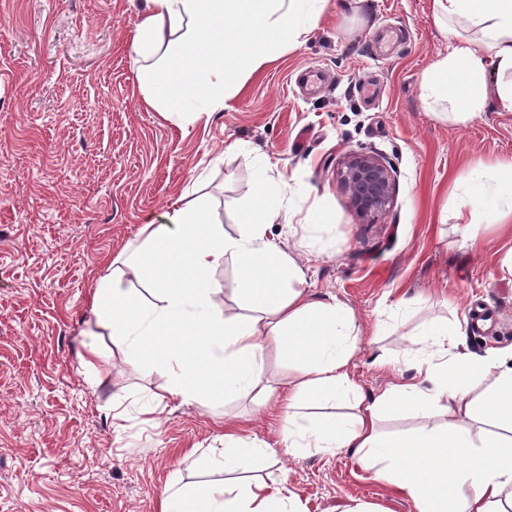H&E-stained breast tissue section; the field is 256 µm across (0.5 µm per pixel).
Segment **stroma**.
I'll list each match as a JSON object with an SVG mask.
<instances>
[{"label": "stroma", "instance_id": "1", "mask_svg": "<svg viewBox=\"0 0 512 512\" xmlns=\"http://www.w3.org/2000/svg\"><path fill=\"white\" fill-rule=\"evenodd\" d=\"M143 0H0V512H158L169 476L197 482L203 451L224 445L225 414L265 448L252 476L287 479L305 512H415L356 457L291 455L278 412L248 399L213 407L169 401L158 424L140 399L166 380L140 373L95 326L91 290L105 259L162 223L188 185L225 230L236 227L262 160L306 186L320 228L282 214L276 243L313 295L349 306L360 326L349 373L366 398L413 374L402 360L422 322L493 316L467 351L512 349V276L493 201L470 206L479 164L512 163V112L463 126L419 98L448 42L432 0H330L302 45L252 75L224 110L181 128L148 107L131 51ZM307 67L321 87L295 85ZM373 150L396 171L390 211L357 218L336 182L344 155ZM469 209L471 239L458 224ZM412 306L398 311L399 297ZM101 357L94 376L87 343ZM127 409L122 426L112 403Z\"/></svg>", "mask_w": 512, "mask_h": 512}]
</instances>
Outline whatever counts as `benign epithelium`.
<instances>
[{
  "label": "benign epithelium",
  "mask_w": 512,
  "mask_h": 512,
  "mask_svg": "<svg viewBox=\"0 0 512 512\" xmlns=\"http://www.w3.org/2000/svg\"><path fill=\"white\" fill-rule=\"evenodd\" d=\"M338 180L358 217L376 218L390 210L394 199L395 171L378 153H347L338 171Z\"/></svg>",
  "instance_id": "1"
}]
</instances>
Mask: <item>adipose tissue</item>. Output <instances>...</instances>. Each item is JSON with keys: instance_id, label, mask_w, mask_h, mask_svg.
<instances>
[{"instance_id": "1", "label": "adipose tissue", "mask_w": 512, "mask_h": 512, "mask_svg": "<svg viewBox=\"0 0 512 512\" xmlns=\"http://www.w3.org/2000/svg\"><path fill=\"white\" fill-rule=\"evenodd\" d=\"M328 0H145L133 52L139 90L167 118L194 123L223 109L248 78L278 54L306 42ZM448 50L426 70L421 99L439 120L464 125L490 104L512 112V0H432ZM480 196L512 222V165H480ZM308 192L261 167L235 231L214 222L184 189L163 223L144 224L101 277L92 297L96 327L144 372H161L181 403L253 397L270 402V367H294L281 417L289 453L348 452L376 479L413 502L416 512H512V351H453L447 327L423 323L419 348L406 352L416 375L366 399L346 366L360 328L353 311L320 300L305 274L272 239L282 209L301 211ZM235 261L236 304L218 307L213 270ZM158 297L145 304L130 280ZM346 402L347 414L309 425L304 401ZM413 410L420 429L388 437L382 415ZM260 448L229 422L223 449L207 454L219 479L188 484L172 474L160 512H303L284 482L251 481L243 463Z\"/></svg>"}]
</instances>
